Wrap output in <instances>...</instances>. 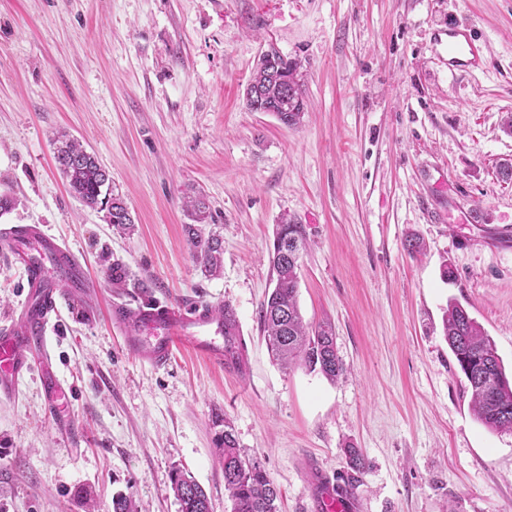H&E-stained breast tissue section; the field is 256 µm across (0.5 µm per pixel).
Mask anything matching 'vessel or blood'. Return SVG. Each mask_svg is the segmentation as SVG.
Instances as JSON below:
<instances>
[{"label":"vessel or blood","mask_w":512,"mask_h":512,"mask_svg":"<svg viewBox=\"0 0 512 512\" xmlns=\"http://www.w3.org/2000/svg\"><path fill=\"white\" fill-rule=\"evenodd\" d=\"M482 59L471 29L449 25V69L469 70L478 67ZM0 245L21 261L27 286V299L20 311L0 324V397L8 398L16 393L35 361H50L46 343L56 325L61 285H68L70 293L84 295L92 284L77 256L43 225L1 230ZM111 320L124 349L150 366H166L182 348L213 363L224 362V318L208 304L184 307L149 297L131 309L116 302Z\"/></svg>","instance_id":"1"}]
</instances>
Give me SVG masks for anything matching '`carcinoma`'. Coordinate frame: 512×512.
Wrapping results in <instances>:
<instances>
[{"label":"carcinoma","mask_w":512,"mask_h":512,"mask_svg":"<svg viewBox=\"0 0 512 512\" xmlns=\"http://www.w3.org/2000/svg\"><path fill=\"white\" fill-rule=\"evenodd\" d=\"M278 60L292 85L286 94L277 85L267 87L268 101L288 113V126L293 127L300 123L305 108L300 64L281 55ZM56 160L75 198L88 208L107 211L109 222L117 231H131L134 220L123 198L115 193L104 195L106 179L97 160L87 157L80 144L66 140L57 147ZM190 216L192 223L184 225V231L193 257L202 272L217 276L224 269V245L218 235L201 228L209 217L208 205L196 198ZM306 244L302 225L290 220L278 225L269 256L275 285L261 305L260 319L267 348L283 368L302 363L334 382L345 372L336 353L335 330L330 323L309 329L298 304L301 252ZM442 323L443 335L471 390L477 421L490 430L512 433V378L507 375L494 343L458 304L448 305ZM225 352L232 364L242 369L245 354L241 337H235ZM217 447L221 450L219 461L224 467V489L232 502V512H279L280 491L258 458L239 446L227 421L217 438ZM170 487L180 512H210L205 490L182 471L172 473Z\"/></svg>","instance_id":"cac0c4a2"}]
</instances>
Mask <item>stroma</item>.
<instances>
[{
	"label": "stroma",
	"mask_w": 512,
	"mask_h": 512,
	"mask_svg": "<svg viewBox=\"0 0 512 512\" xmlns=\"http://www.w3.org/2000/svg\"><path fill=\"white\" fill-rule=\"evenodd\" d=\"M452 22L484 46L483 68L449 72ZM270 49L302 65L294 127L245 105ZM508 112L512 0H0V194L17 201L0 228L45 225L98 288L60 302L48 342L70 405L50 408L35 373L0 399V512H112L119 493L136 512H179L176 467L211 512H231L219 415L281 512H320L323 492L347 485L356 512H512V434L476 420L442 332L460 303L512 371ZM61 136L109 171L132 233L69 192ZM199 195L224 241L217 277L183 231ZM285 218L308 238L299 305L335 328V382L282 369L266 346L259 311ZM413 237L422 252H408ZM26 293L23 267L0 254V321ZM146 297L231 305L247 374L185 350L162 368L134 359L107 308Z\"/></svg>",
	"instance_id": "stroma-1"
}]
</instances>
